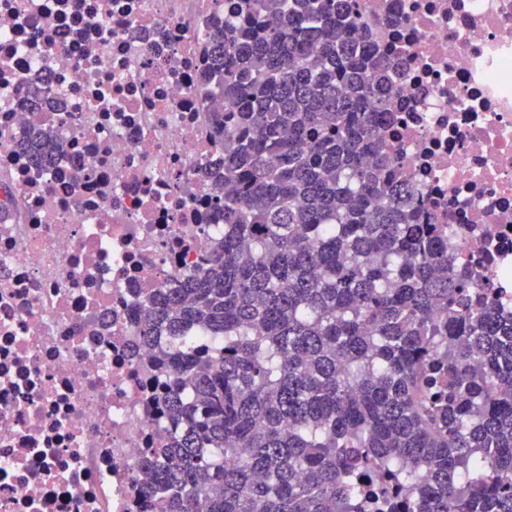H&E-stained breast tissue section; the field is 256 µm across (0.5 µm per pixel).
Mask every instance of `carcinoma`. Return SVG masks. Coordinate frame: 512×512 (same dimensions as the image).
Instances as JSON below:
<instances>
[{
    "mask_svg": "<svg viewBox=\"0 0 512 512\" xmlns=\"http://www.w3.org/2000/svg\"><path fill=\"white\" fill-rule=\"evenodd\" d=\"M359 23L357 0H239L209 34L224 240L139 336L224 346L160 354L181 433L137 472L161 512H512V322L414 223L375 136L401 62ZM50 142L29 131L36 164Z\"/></svg>",
    "mask_w": 512,
    "mask_h": 512,
    "instance_id": "cac0c4a2",
    "label": "carcinoma"
}]
</instances>
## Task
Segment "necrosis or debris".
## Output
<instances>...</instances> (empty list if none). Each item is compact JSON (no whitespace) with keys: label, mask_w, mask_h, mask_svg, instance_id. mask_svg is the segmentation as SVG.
<instances>
[{"label":"necrosis or debris","mask_w":512,"mask_h":512,"mask_svg":"<svg viewBox=\"0 0 512 512\" xmlns=\"http://www.w3.org/2000/svg\"><path fill=\"white\" fill-rule=\"evenodd\" d=\"M399 56L379 139L459 265L512 307V0H359ZM224 0H0V512H159L135 467L176 433L150 297L224 235L204 83ZM57 145L43 165L20 142ZM49 142H51V139L42 127L35 126L29 131L25 147L32 151L33 161L37 165L45 161L47 149L50 147Z\"/></svg>","instance_id":"1"}]
</instances>
